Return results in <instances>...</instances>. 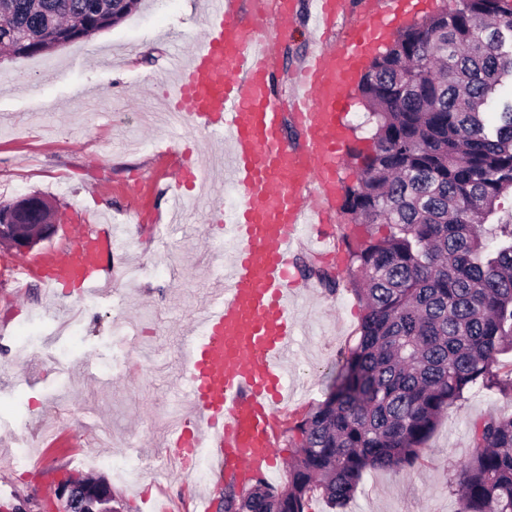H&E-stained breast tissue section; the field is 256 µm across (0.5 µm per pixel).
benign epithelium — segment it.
I'll use <instances>...</instances> for the list:
<instances>
[{
    "label": "benign epithelium",
    "mask_w": 512,
    "mask_h": 512,
    "mask_svg": "<svg viewBox=\"0 0 512 512\" xmlns=\"http://www.w3.org/2000/svg\"><path fill=\"white\" fill-rule=\"evenodd\" d=\"M54 210L39 193H31L10 201L7 214L0 213V248L16 254H28L42 241L58 232ZM60 497L70 502L74 498L100 506L97 512H112V493L106 483L85 485L67 478L59 486Z\"/></svg>",
    "instance_id": "7a95c632"
}]
</instances>
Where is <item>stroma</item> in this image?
<instances>
[{
	"instance_id": "35a3bbf8",
	"label": "stroma",
	"mask_w": 512,
	"mask_h": 512,
	"mask_svg": "<svg viewBox=\"0 0 512 512\" xmlns=\"http://www.w3.org/2000/svg\"><path fill=\"white\" fill-rule=\"evenodd\" d=\"M206 0H141L119 24L90 38L28 57L0 56V200L40 193L70 227L120 222L132 247L113 262L108 294L65 292L44 307L38 280L17 286L12 253L0 249V457L30 459L28 473L0 466V512H63L65 477L102 479L121 512H195L199 490L218 499L224 482L200 487L163 442L183 398L175 371L178 341L205 290L218 277L217 225L170 221L161 157L167 129L150 125L177 76L165 70L173 43L185 50L206 32ZM318 38L298 14L279 46L283 94L298 60ZM297 355L288 382L299 395L294 425L325 400L344 356L359 337L360 306L346 287L328 293L301 278ZM512 415V400L472 391L441 418L420 463L399 473H366L345 512H456L450 484L472 452L473 420ZM61 433L46 446L43 425Z\"/></svg>"
}]
</instances>
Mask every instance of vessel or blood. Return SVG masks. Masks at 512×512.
Returning a JSON list of instances; mask_svg holds the SVG:
<instances>
[{
	"label": "vessel or blood",
	"instance_id": "vessel-or-blood-1",
	"mask_svg": "<svg viewBox=\"0 0 512 512\" xmlns=\"http://www.w3.org/2000/svg\"><path fill=\"white\" fill-rule=\"evenodd\" d=\"M314 23L326 30L356 12L340 46L309 53L300 80L281 104L267 20L289 38L297 0H207L209 32L192 52L172 45L166 65L178 76L174 109L191 125L224 139V182L239 203L222 211V275L196 309L180 345V386L193 407L176 422L170 443L193 460L245 482L272 471L282 402L284 363L296 347L288 306L295 283L293 247L311 206L336 207L348 129L344 122L355 78L390 35L410 0H313ZM293 123L298 142L285 135ZM116 245L110 226L75 231L63 252L17 268L40 272L48 287L71 285L92 294L112 280Z\"/></svg>",
	"mask_w": 512,
	"mask_h": 512
}]
</instances>
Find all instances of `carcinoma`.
<instances>
[{
  "label": "carcinoma",
  "instance_id": "carcinoma-1",
  "mask_svg": "<svg viewBox=\"0 0 512 512\" xmlns=\"http://www.w3.org/2000/svg\"><path fill=\"white\" fill-rule=\"evenodd\" d=\"M141 0H0V50H50L110 28ZM357 91L375 123L356 154L343 212L385 233L348 246L360 336L327 398L291 428L285 480L224 484L219 512L344 509L369 471L420 458L464 394L512 397L498 374L512 353V0H451L399 29ZM307 276L339 281L315 261ZM456 470L458 512H512V416L471 424Z\"/></svg>",
  "mask_w": 512,
  "mask_h": 512
}]
</instances>
